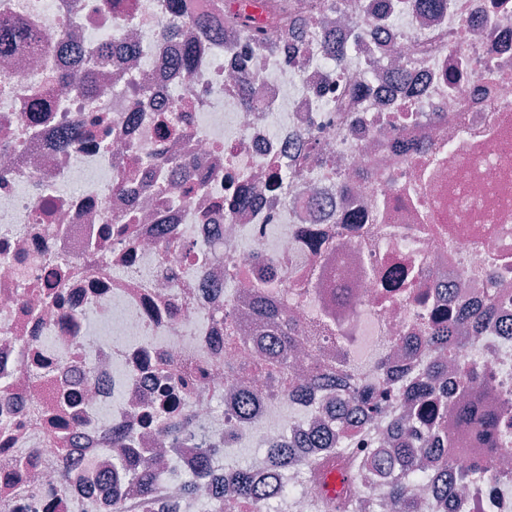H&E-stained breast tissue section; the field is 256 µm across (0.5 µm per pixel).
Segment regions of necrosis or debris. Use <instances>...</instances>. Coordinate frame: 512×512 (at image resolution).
Here are the masks:
<instances>
[{"label":"necrosis or debris","mask_w":512,"mask_h":512,"mask_svg":"<svg viewBox=\"0 0 512 512\" xmlns=\"http://www.w3.org/2000/svg\"><path fill=\"white\" fill-rule=\"evenodd\" d=\"M288 0L301 30L276 51L240 31L199 41L191 20L161 40L165 0H0L30 21L40 52L0 78V499L8 512H137L140 484L112 463H145L153 512H200L199 488L224 481L225 449L263 448L329 425L336 394L265 395L268 341L224 346V320H253V286L271 278L298 323L326 315L349 348L380 352L356 372L385 387L379 359L406 369L393 340L423 348L428 305L473 307L478 287L503 290L495 327L457 356L512 417V0ZM351 47L323 61L325 32ZM302 43L304 65L289 45ZM194 45L192 75L173 61ZM107 46L94 95L56 85ZM363 84L358 96L349 86ZM252 109L240 107V100ZM281 114L278 132L269 119ZM98 122L58 140L73 119ZM183 161L202 189L156 202L143 167ZM127 179L113 185L119 173ZM253 203L227 217L224 183ZM141 218L132 237L116 221ZM384 224L390 245L373 244ZM181 245L167 248L168 237ZM100 263H89L91 254ZM412 270L419 292H385L379 273ZM311 281L310 296L288 283ZM240 371L227 376L224 364ZM259 398L240 418L237 394ZM204 429L213 464L199 469ZM507 480H479L455 512H512V448L491 456ZM277 512H318L319 484L297 467Z\"/></svg>","instance_id":"obj_1"}]
</instances>
